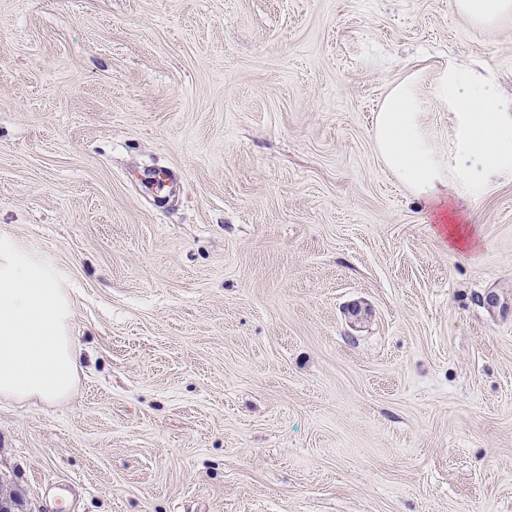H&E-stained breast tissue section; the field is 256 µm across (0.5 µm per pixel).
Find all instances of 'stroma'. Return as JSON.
I'll return each mask as SVG.
<instances>
[{
	"label": "stroma",
	"mask_w": 512,
	"mask_h": 512,
	"mask_svg": "<svg viewBox=\"0 0 512 512\" xmlns=\"http://www.w3.org/2000/svg\"><path fill=\"white\" fill-rule=\"evenodd\" d=\"M451 67L512 101V19L0 0V235L81 358L63 402L0 398L14 512H512V167L456 153ZM405 80L441 203L375 147Z\"/></svg>",
	"instance_id": "1"
}]
</instances>
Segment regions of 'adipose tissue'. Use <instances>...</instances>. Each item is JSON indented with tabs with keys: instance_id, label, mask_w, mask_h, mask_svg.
Returning <instances> with one entry per match:
<instances>
[{
	"instance_id": "obj_1",
	"label": "adipose tissue",
	"mask_w": 512,
	"mask_h": 512,
	"mask_svg": "<svg viewBox=\"0 0 512 512\" xmlns=\"http://www.w3.org/2000/svg\"><path fill=\"white\" fill-rule=\"evenodd\" d=\"M463 82L462 75L449 72L440 90L441 101L455 108L456 148L492 170L512 165V114L504 111L498 99L483 93L461 95ZM375 139L386 164L414 193L439 199L448 178L422 130L420 102L412 83H399L386 95Z\"/></svg>"
}]
</instances>
